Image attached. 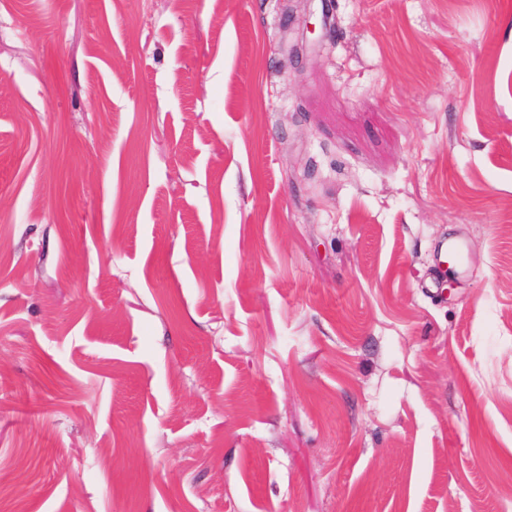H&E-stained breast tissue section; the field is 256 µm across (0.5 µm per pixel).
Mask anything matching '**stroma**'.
Here are the masks:
<instances>
[{"label":"stroma","mask_w":512,"mask_h":512,"mask_svg":"<svg viewBox=\"0 0 512 512\" xmlns=\"http://www.w3.org/2000/svg\"><path fill=\"white\" fill-rule=\"evenodd\" d=\"M0 507L512 512V0H0Z\"/></svg>","instance_id":"obj_1"}]
</instances>
